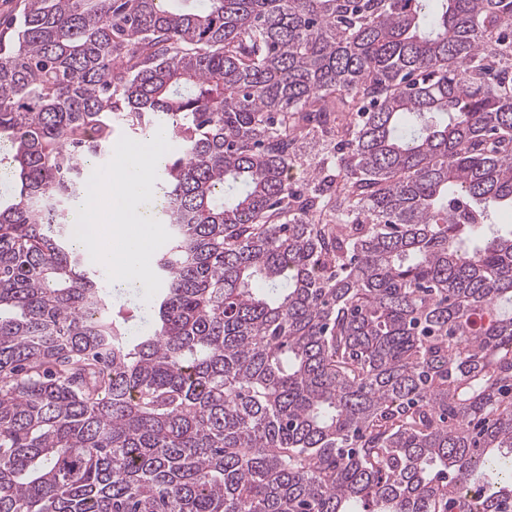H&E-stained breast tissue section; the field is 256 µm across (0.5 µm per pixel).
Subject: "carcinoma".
<instances>
[{
    "instance_id": "cac0c4a2",
    "label": "carcinoma",
    "mask_w": 512,
    "mask_h": 512,
    "mask_svg": "<svg viewBox=\"0 0 512 512\" xmlns=\"http://www.w3.org/2000/svg\"><path fill=\"white\" fill-rule=\"evenodd\" d=\"M118 125L178 142L136 337ZM3 140L0 512H512V0H25ZM105 284L106 287L112 291V300H117L120 301L121 303L127 304L129 307L137 308L138 321L131 332L132 336H137L139 332H141L147 326H149V324L152 322L154 318V313L151 310L148 301H145L143 299L145 289L143 288V291L139 294L120 293L117 291H113L112 288L109 287L107 280Z\"/></svg>"
}]
</instances>
